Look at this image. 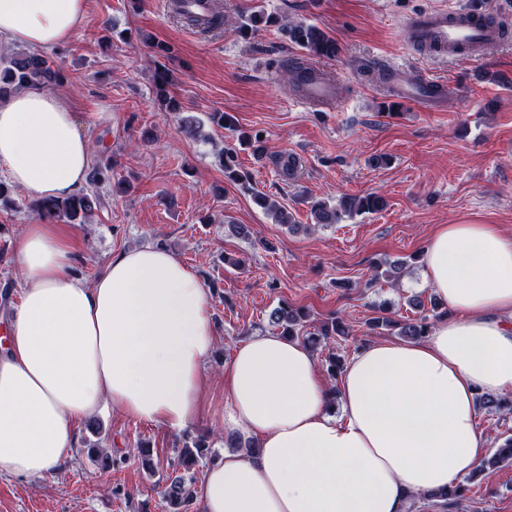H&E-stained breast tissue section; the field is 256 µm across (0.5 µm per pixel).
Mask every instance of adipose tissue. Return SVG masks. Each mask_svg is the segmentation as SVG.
<instances>
[{
	"instance_id": "adipose-tissue-1",
	"label": "adipose tissue",
	"mask_w": 512,
	"mask_h": 512,
	"mask_svg": "<svg viewBox=\"0 0 512 512\" xmlns=\"http://www.w3.org/2000/svg\"><path fill=\"white\" fill-rule=\"evenodd\" d=\"M86 0H0V42L66 45ZM91 147L60 95L0 98V172L32 201L63 199ZM76 231L25 225L20 301L0 347V476L40 478L70 461L79 425L104 411L182 430L198 418L256 444L202 474V512H408L471 472L488 446L477 393L512 392V235L444 224L421 279L448 307L425 339L360 347L337 386L297 339L253 336L207 394L209 298L167 249L119 251L92 283L70 274Z\"/></svg>"
}]
</instances>
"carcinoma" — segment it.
I'll use <instances>...</instances> for the list:
<instances>
[{
	"label": "carcinoma",
	"instance_id": "1",
	"mask_svg": "<svg viewBox=\"0 0 512 512\" xmlns=\"http://www.w3.org/2000/svg\"><path fill=\"white\" fill-rule=\"evenodd\" d=\"M172 8L173 12L185 23L204 32L215 31L224 25V5L221 0H210L204 10L197 13L186 11L183 8V0H173ZM276 23L275 16L260 9L245 16L240 30L255 31ZM283 32L290 42L306 50L312 57L330 58L336 56L338 51L336 41L316 25L297 22L283 28ZM310 71L311 67L300 59L291 60L285 68L287 83L293 90H298ZM64 79L65 75L62 70L55 60L46 53L13 49L0 58V97L20 90L44 89L59 85ZM155 80L157 96L166 111L176 114L180 123L190 129L200 127V122L194 115L182 111L179 100L171 91L172 81L168 79L167 72H156ZM221 159L224 163V176L228 181L234 183L247 178L246 174L237 170L234 150L222 151ZM252 198L258 207L274 217L276 223L287 224L293 229L299 228L286 208L268 194L256 191L252 193ZM100 204L99 196L79 193L61 200L45 199L38 204V210L44 217L64 219L73 224H84ZM385 207V198L371 193L362 197L349 198L337 206L317 202L312 206L311 211L315 218V225L328 226L340 223L347 215L359 212L375 213ZM408 304L419 311V316L404 322L377 317L371 321V329H395L398 335L407 336L413 340H419L429 335L432 322L424 313L422 301L413 298L408 301ZM307 318L308 314L305 309L295 308L288 304L275 308L270 316L272 324L279 328V335L292 338L300 335ZM479 405L492 413L512 412V398L509 396L482 395L479 397ZM207 451L208 448L203 444L196 445L193 451L187 447L183 448L178 466L162 477L163 485L160 495L166 504V512H189L196 494V478L192 467L198 462V458L207 454ZM504 462L512 463V437L505 438L494 448L493 453L482 461L480 470L497 467Z\"/></svg>",
	"mask_w": 512,
	"mask_h": 512
}]
</instances>
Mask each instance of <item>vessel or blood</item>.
Masks as SVG:
<instances>
[{
	"label": "vessel or blood",
	"mask_w": 512,
	"mask_h": 512,
	"mask_svg": "<svg viewBox=\"0 0 512 512\" xmlns=\"http://www.w3.org/2000/svg\"><path fill=\"white\" fill-rule=\"evenodd\" d=\"M407 30L415 40L431 46L436 54L443 56H469L501 41L498 30L479 13L425 10L408 19ZM396 92L429 111L446 108L442 88L428 78L412 79L397 87ZM294 98L311 107H329L338 102L337 87L334 81L317 70L306 77Z\"/></svg>",
	"instance_id": "obj_1"
}]
</instances>
